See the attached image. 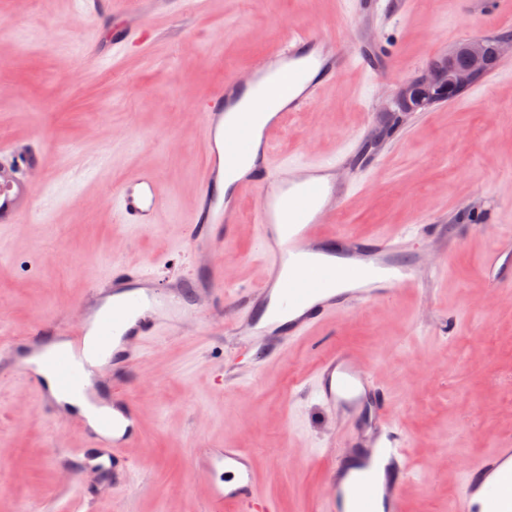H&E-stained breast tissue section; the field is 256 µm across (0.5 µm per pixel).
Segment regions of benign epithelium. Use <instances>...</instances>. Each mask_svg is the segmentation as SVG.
I'll return each mask as SVG.
<instances>
[{
	"label": "benign epithelium",
	"instance_id": "obj_1",
	"mask_svg": "<svg viewBox=\"0 0 512 512\" xmlns=\"http://www.w3.org/2000/svg\"><path fill=\"white\" fill-rule=\"evenodd\" d=\"M507 56H512V39H468L451 53L432 60L417 77L398 84L382 100L381 108L387 112L425 111L439 101L443 89H467Z\"/></svg>",
	"mask_w": 512,
	"mask_h": 512
}]
</instances>
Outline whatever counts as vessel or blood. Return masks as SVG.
<instances>
[{
  "instance_id": "obj_1",
  "label": "vessel or blood",
  "mask_w": 512,
  "mask_h": 512,
  "mask_svg": "<svg viewBox=\"0 0 512 512\" xmlns=\"http://www.w3.org/2000/svg\"><path fill=\"white\" fill-rule=\"evenodd\" d=\"M357 64L338 42L296 31L246 79H226L199 98L196 110L207 154L186 232L188 245L203 257L198 272L164 287L140 266L90 278L73 321L31 323L24 353L16 337L0 340L23 386L42 392L47 371L56 392L91 393L90 374L102 372L96 357L129 365L146 355L149 338L175 333L197 316L213 317L218 326L242 334L274 337L283 349L337 312L418 287L419 264L399 259L402 235L367 238L327 229L329 214L347 196L336 186L335 165L289 168L271 150L272 134L289 117L309 109L323 85ZM275 98L282 99V107L260 123V110ZM247 162L252 169L241 174ZM232 173L237 179L225 187L224 179ZM250 196L257 201L254 221L260 226L265 277L258 287L232 294L224 289L217 255L234 230L239 201ZM33 197L26 187L1 199L0 225L26 223ZM164 207L157 176L149 167L129 178L114 200L121 223L142 230L158 223ZM49 335L60 340L61 349H46ZM314 388L320 403L349 431L343 448L324 452L330 474L324 512H401L400 489L414 471L382 388L342 348L323 357ZM42 394L48 405H55V393ZM119 412L115 419L98 416L92 428L85 420H74L87 440L78 455H93L102 466L118 462L140 424L133 402H125ZM198 467L211 478L208 512L253 504L262 496L243 449H202ZM453 512H512L511 447L493 449L467 466Z\"/></svg>"
}]
</instances>
